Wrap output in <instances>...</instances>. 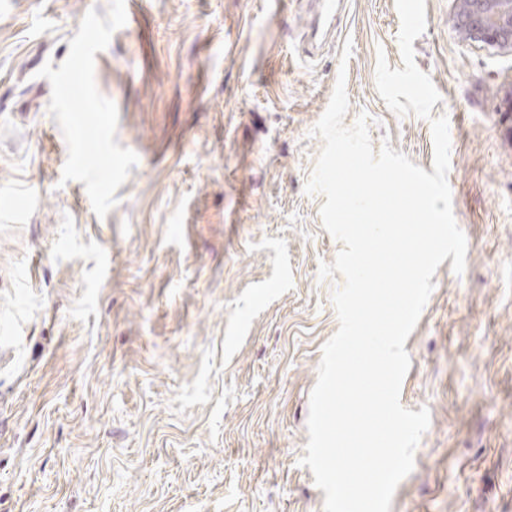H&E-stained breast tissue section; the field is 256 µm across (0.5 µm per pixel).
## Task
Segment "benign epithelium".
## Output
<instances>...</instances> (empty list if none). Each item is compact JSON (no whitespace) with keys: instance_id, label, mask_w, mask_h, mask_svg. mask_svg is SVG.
<instances>
[{"instance_id":"1","label":"benign epithelium","mask_w":512,"mask_h":512,"mask_svg":"<svg viewBox=\"0 0 512 512\" xmlns=\"http://www.w3.org/2000/svg\"><path fill=\"white\" fill-rule=\"evenodd\" d=\"M450 22L461 42L512 53V0H454Z\"/></svg>"}]
</instances>
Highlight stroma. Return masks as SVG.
<instances>
[{
    "label": "stroma",
    "mask_w": 512,
    "mask_h": 512,
    "mask_svg": "<svg viewBox=\"0 0 512 512\" xmlns=\"http://www.w3.org/2000/svg\"><path fill=\"white\" fill-rule=\"evenodd\" d=\"M107 6L0 0V512H323L299 460L343 279L318 278L341 245L304 192L311 131L341 81L344 125L432 171L429 120L376 89L395 0H338L314 56L305 0H126L95 81L139 161L102 219L61 180L38 72ZM452 8L426 0L413 47L466 267L440 264L405 343L400 401L430 425L390 512H512V55L462 44Z\"/></svg>",
    "instance_id": "35a3bbf8"
}]
</instances>
